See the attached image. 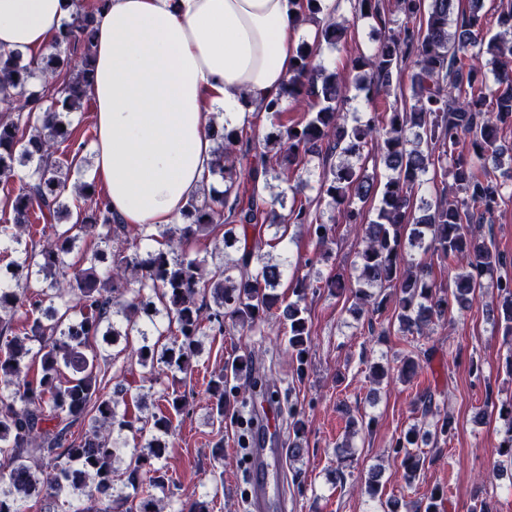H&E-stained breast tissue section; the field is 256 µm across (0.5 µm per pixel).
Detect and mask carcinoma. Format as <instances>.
Returning a JSON list of instances; mask_svg holds the SVG:
<instances>
[{
	"mask_svg": "<svg viewBox=\"0 0 512 512\" xmlns=\"http://www.w3.org/2000/svg\"><path fill=\"white\" fill-rule=\"evenodd\" d=\"M107 0L71 13L55 37L46 66L35 69L18 52L0 53V179L11 180L16 164L29 166L18 188L3 197L12 223L0 225V249L14 254L7 274H0V512H29L28 502L43 499L55 512L63 496L83 495L101 504L97 512H163L153 490L168 487L161 460L174 431L173 417L188 410L178 394L159 393L163 407L146 417L133 414L143 396L131 395L135 378L112 372L109 348L130 337L143 373L164 369L175 378L193 372L202 336L224 334V320L242 332L274 322L288 336L296 377L309 363L312 324L308 294L321 288L338 295L350 291L354 310L371 315L385 308V290L396 292L399 332L420 336L456 309L472 308L484 279L498 270L501 253L472 228L476 217L491 218L506 203L503 183L486 171V161L512 159V146L500 131L512 126V0L501 6L500 34L484 35L485 0H468V10L453 18L456 0H353L357 18H371L387 31L370 55L351 66L327 68L315 62L319 45L339 44L347 26L321 20L318 44L303 41L286 83L288 98L304 105L302 116L284 119L280 100L267 106L273 130L259 136L256 127L214 131L218 146L211 173L224 191L191 198L180 213L182 223L156 231L140 226L132 240L94 183L77 184L87 201L72 224L65 196L68 177L54 158L71 140L74 111L91 96L95 15ZM301 20L322 13L321 0H298ZM403 17L394 31L391 17ZM412 61L410 98L380 103L383 89L400 81ZM494 87H488V73ZM364 94L368 109L352 120L342 111L351 90ZM375 153L388 174L383 184L360 173L357 161ZM336 157V163L324 161ZM318 161L319 193L329 198V221L312 216V201L302 189L265 197L268 178L282 183L293 172ZM451 180L453 199L418 198L428 174ZM373 217L364 220L366 206ZM341 218L358 242L355 279L337 273L325 279H296L292 295L276 292L289 256L264 250L282 244L288 229L308 224L317 244L333 239ZM50 230L45 243L34 240L37 223ZM224 227L210 257L175 253V245ZM273 230L262 239L257 232ZM28 239H23V235ZM99 239L79 264L69 255L79 239ZM155 242L153 248L149 243ZM431 253L460 269L453 287L430 278L417 251ZM499 301L486 313L512 340V278L498 277ZM212 299L213 305L207 304ZM24 312L22 335L12 323ZM172 336L161 342L164 334ZM246 379L241 387L231 383ZM210 414L218 421L241 414L254 396L288 408V459L300 460L305 422L291 393L278 386L273 368L254 365L250 354L235 358L229 372L212 377L205 390ZM420 423L392 440L390 453L400 460L405 484L413 486L425 458L418 448L452 438L457 423L437 415L432 395L424 393ZM506 421L498 445L499 467L486 478L512 473V401L493 405ZM88 423L83 435L72 428ZM151 426L158 436L133 446L126 434ZM125 466L126 482L114 474Z\"/></svg>",
	"mask_w": 512,
	"mask_h": 512,
	"instance_id": "cac0c4a2",
	"label": "carcinoma"
}]
</instances>
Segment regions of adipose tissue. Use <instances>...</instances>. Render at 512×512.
I'll return each instance as SVG.
<instances>
[{
	"label": "adipose tissue",
	"mask_w": 512,
	"mask_h": 512,
	"mask_svg": "<svg viewBox=\"0 0 512 512\" xmlns=\"http://www.w3.org/2000/svg\"><path fill=\"white\" fill-rule=\"evenodd\" d=\"M74 0H0V51L54 43ZM292 0H110L97 16L91 177L126 224H172L211 180V126L250 125L283 97Z\"/></svg>",
	"instance_id": "1"
}]
</instances>
